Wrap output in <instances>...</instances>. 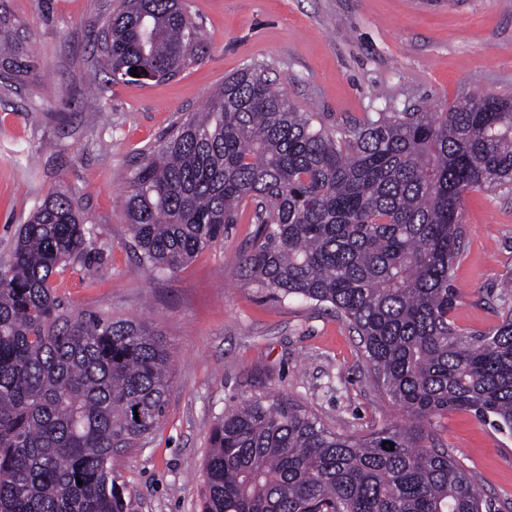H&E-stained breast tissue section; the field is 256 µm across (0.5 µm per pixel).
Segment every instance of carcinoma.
<instances>
[{"instance_id": "cac0c4a2", "label": "carcinoma", "mask_w": 512, "mask_h": 512, "mask_svg": "<svg viewBox=\"0 0 512 512\" xmlns=\"http://www.w3.org/2000/svg\"><path fill=\"white\" fill-rule=\"evenodd\" d=\"M97 52L114 81L135 67L165 82L203 59L204 37L181 0H122ZM35 69L0 0V87ZM465 189L512 191V100L330 126L256 62L139 152L124 208L144 267L178 271L253 205L245 276L328 306L410 420L348 435L301 405L249 399L212 429L202 512H494L448 449L425 444L424 421L453 410L512 434V307L489 333L449 318ZM86 242L57 191L0 265V512H128L112 458L164 417L173 380L161 333L74 313L56 295L53 275Z\"/></svg>"}]
</instances>
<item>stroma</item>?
Returning <instances> with one entry per match:
<instances>
[{
    "mask_svg": "<svg viewBox=\"0 0 512 512\" xmlns=\"http://www.w3.org/2000/svg\"><path fill=\"white\" fill-rule=\"evenodd\" d=\"M119 0H9L38 69L0 88V261L36 205L62 190L88 219L83 262L54 275L72 310L155 326L173 358L159 427L118 458L129 512H201L212 427L249 398L301 404L331 429L403 424L373 386L357 336L324 306L267 296L244 277L256 227L248 216L181 270L146 271L132 247L124 192L142 149L201 108L247 62L268 65L303 112L329 124L374 112H444L465 96L512 98V0H185L204 60L166 82L109 81L97 31ZM465 251L451 272V313L488 332L512 305V193L463 197ZM495 506L512 501V435L473 412L432 416Z\"/></svg>",
    "mask_w": 512,
    "mask_h": 512,
    "instance_id": "1",
    "label": "stroma"
}]
</instances>
